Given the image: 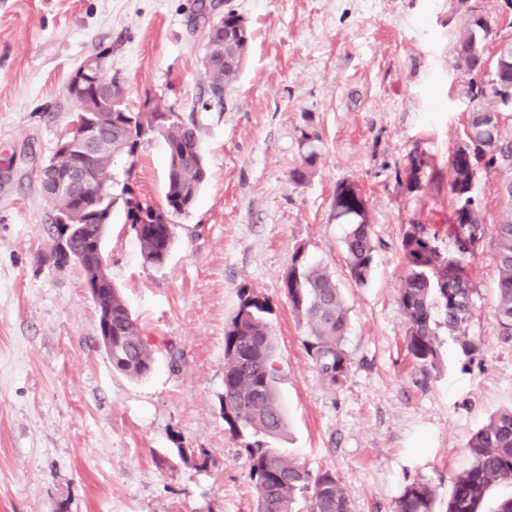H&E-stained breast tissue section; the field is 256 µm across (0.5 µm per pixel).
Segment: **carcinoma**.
<instances>
[{"label": "carcinoma", "instance_id": "1", "mask_svg": "<svg viewBox=\"0 0 512 512\" xmlns=\"http://www.w3.org/2000/svg\"><path fill=\"white\" fill-rule=\"evenodd\" d=\"M221 26L206 42V52L223 61L218 70L205 72L207 99L202 108L224 105V92L243 69L251 40L246 25L227 12ZM490 27L485 15L470 12L463 36L455 46L458 67L480 75L468 84L465 94L472 104L463 136L448 156V194L454 202L451 237L464 230L484 239L485 215L474 190L482 176L501 177L498 192L512 203V133L505 114L512 112V43L495 49L487 57ZM109 67L96 75V84L74 102L85 120L99 126V137L90 177L97 198L82 199L71 187L43 191L52 199L55 214H67L74 234L70 253L54 247L55 264L74 262L82 271L98 259L96 243L104 237L100 225L90 221L87 207L97 204L110 213L120 203L127 223L136 236L145 261L162 265L172 247V224L159 223L154 214L168 216L188 212L206 180V165L200 148L195 119L185 121L174 112H131L123 104L122 89L108 77ZM494 80L488 89L481 85ZM492 98L497 107L486 109ZM164 139L167 148V184L164 204L141 200L133 189V173L145 140ZM316 134L302 133L308 148L300 165L289 172L290 180L303 183L320 158L313 142ZM357 184L336 185L333 208L336 218L352 226L344 244L351 279L363 285L370 277L375 244L365 196L355 194ZM499 271L496 283L495 317L500 335L512 339V207L492 225ZM401 250L406 275L399 303L407 320L406 347L421 370L434 369L439 361L438 326L454 337L463 352L475 349L470 338L475 290L468 265L474 254H444L436 235L426 224L405 228ZM292 309L308 327L306 350L322 378L330 385L345 379L349 356L344 347L348 315L336 280L326 271L294 263L283 282ZM95 306L112 309V370L133 379L148 375L155 364L142 331L111 278L104 279ZM444 321L434 318L435 311ZM272 307L268 297L244 288L235 314L224 328V393L220 408L224 422L237 434L244 431L265 440L244 446L249 477L256 492V512H296L304 500L306 512H350L344 485L332 472L314 473L290 459L271 439L284 427L278 401L280 369L275 356V337L268 320ZM470 464L451 477L445 510H438V489L420 477L406 484L394 502L393 512H480L488 490L497 484L512 485V409L492 415L468 443Z\"/></svg>", "mask_w": 512, "mask_h": 512}]
</instances>
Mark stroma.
I'll list each match as a JSON object with an SVG mask.
<instances>
[{
  "label": "stroma",
  "mask_w": 512,
  "mask_h": 512,
  "mask_svg": "<svg viewBox=\"0 0 512 512\" xmlns=\"http://www.w3.org/2000/svg\"><path fill=\"white\" fill-rule=\"evenodd\" d=\"M490 42L512 39L503 0H0V512H255L243 448L224 422V327L242 289L267 296L285 430L273 444L347 489L351 512H392L429 479L447 496L471 436L512 406V340L494 316L493 237L470 261L473 352L440 330V362L422 372L406 349L399 296L405 224L449 237L448 155L463 134L470 75L452 50L471 7ZM234 10L252 33L223 107L202 110L209 22ZM128 108L196 119L208 176L174 216L164 265L147 263L115 206L108 273L155 354L152 372H114L77 264L55 265L52 200L41 167L77 112L65 87L95 47ZM319 136L303 183L302 135ZM425 153L422 187H406ZM358 184L376 246L356 285L333 210ZM166 147L146 140L137 195L164 200ZM325 269L348 309L343 383L309 357L308 328L284 294L293 262ZM207 458H200V451ZM316 133H303L302 142L308 145V148L302 158L300 165L294 167L289 172L290 180L296 183H303L307 180L309 175L315 169L316 164L320 158L319 153L314 148L313 142L317 141Z\"/></svg>",
  "instance_id": "35a3bbf8"
}]
</instances>
